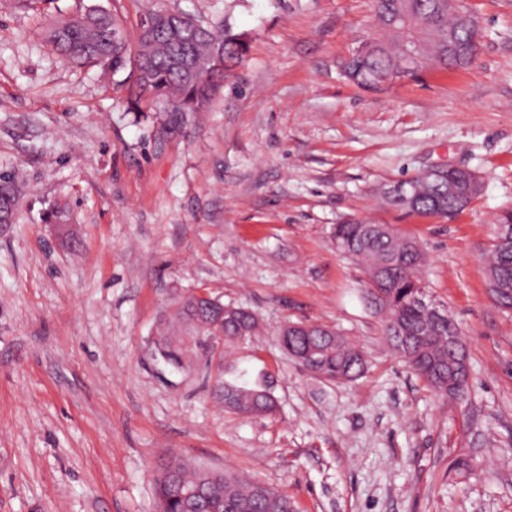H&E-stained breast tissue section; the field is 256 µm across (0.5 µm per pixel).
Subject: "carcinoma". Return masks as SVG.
Returning <instances> with one entry per match:
<instances>
[{
	"instance_id": "carcinoma-1",
	"label": "carcinoma",
	"mask_w": 512,
	"mask_h": 512,
	"mask_svg": "<svg viewBox=\"0 0 512 512\" xmlns=\"http://www.w3.org/2000/svg\"><path fill=\"white\" fill-rule=\"evenodd\" d=\"M401 11L412 16L423 36L422 63L445 69L471 63L466 56L470 30L459 16L448 12L446 0H377L376 21L384 37L362 42L363 48L352 51L341 63L353 84L375 90L406 75L405 36L397 21ZM164 12L163 8L146 12L132 37L116 14L92 8L56 21L47 31V42L67 63L95 66L114 76L128 72L116 86L126 91L130 112H200L224 79L245 60L247 34L233 31L226 23L204 22L205 35L199 36L190 20L177 36L164 28L145 29V20L158 19ZM217 48L224 52L222 69L191 77L179 67L182 57L207 58ZM455 179L454 172L441 177L422 173L408 181L413 199L406 202L386 197L384 202L411 213L446 212L454 216L463 210L457 199L448 196V181ZM20 198L15 176L0 174V199L11 202L16 212ZM332 238L341 252L364 263L367 293L384 311V335L392 349L437 395L450 404H466L469 365L460 357L463 347L457 343V323L451 314L436 315L413 299L415 287H427L421 273L425 265L422 250L411 239L393 237L385 224H336ZM487 267L497 283L512 289V243H493ZM215 302V298H199L195 292L175 300L173 312L179 332L161 337L156 345L165 364L181 370L187 355L201 350L198 337L213 335L210 325L216 320ZM258 329L259 320L250 309L224 306V324L220 326L224 342L246 341ZM288 351L308 356V368L331 381H352L367 368L364 352L339 332L331 336L315 328L307 334H294L288 337ZM262 391L271 388L265 382L254 386L226 382L224 407L246 416L271 414L276 409L275 397L258 396ZM162 471L173 473L171 482L163 477L155 481L163 512H183L179 493L198 486L202 469L174 458ZM212 477L220 485L219 499L199 502L197 512H295L288 495L259 481L218 471Z\"/></svg>"
}]
</instances>
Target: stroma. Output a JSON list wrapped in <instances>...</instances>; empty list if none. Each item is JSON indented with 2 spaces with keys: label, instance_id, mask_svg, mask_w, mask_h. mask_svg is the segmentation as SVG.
I'll list each match as a JSON object with an SVG mask.
<instances>
[{
  "label": "stroma",
  "instance_id": "stroma-1",
  "mask_svg": "<svg viewBox=\"0 0 512 512\" xmlns=\"http://www.w3.org/2000/svg\"><path fill=\"white\" fill-rule=\"evenodd\" d=\"M465 5L467 67L375 92L339 63L374 32L376 0H0V171L23 190L0 224V512H158L174 456L260 480L296 512H512V312L484 262L512 210V0ZM155 6L249 37L205 111L137 119L111 76L46 42L59 14L99 7L132 32ZM436 163L484 180L454 219L383 202ZM350 219L419 243L467 344V410L389 346L362 266L330 237ZM200 288L260 330L177 370L155 341ZM287 320L347 336L364 374L305 371L277 341ZM242 378L271 382L274 413L225 409L216 386Z\"/></svg>",
  "mask_w": 512,
  "mask_h": 512
}]
</instances>
